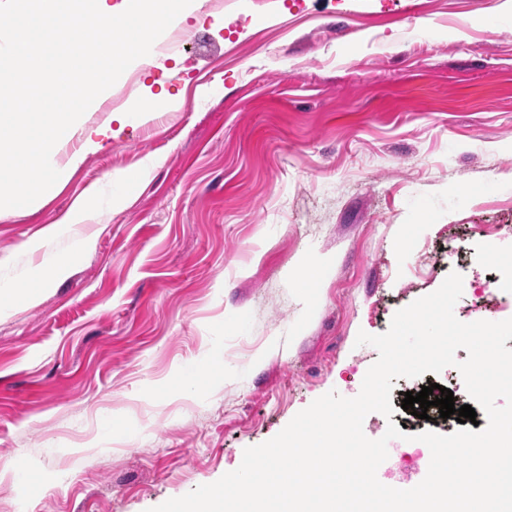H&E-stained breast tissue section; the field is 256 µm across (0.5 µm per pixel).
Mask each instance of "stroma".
Wrapping results in <instances>:
<instances>
[{"label": "stroma", "mask_w": 512, "mask_h": 512, "mask_svg": "<svg viewBox=\"0 0 512 512\" xmlns=\"http://www.w3.org/2000/svg\"><path fill=\"white\" fill-rule=\"evenodd\" d=\"M503 3L193 0L96 98L56 193L0 210V282L72 257L0 316V512H149L217 481L356 396L358 333L450 272L458 320L512 315L480 294L512 248L459 251L512 226Z\"/></svg>", "instance_id": "obj_1"}]
</instances>
